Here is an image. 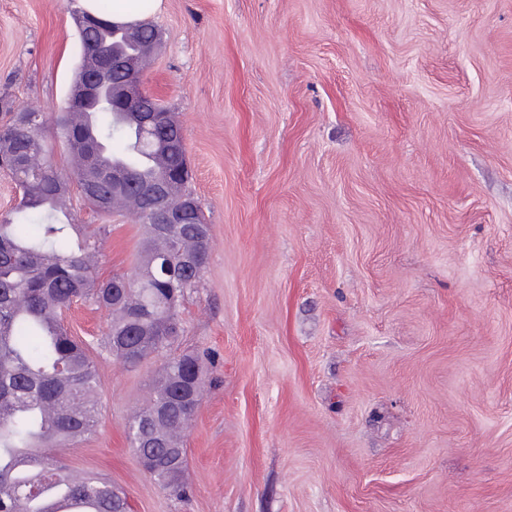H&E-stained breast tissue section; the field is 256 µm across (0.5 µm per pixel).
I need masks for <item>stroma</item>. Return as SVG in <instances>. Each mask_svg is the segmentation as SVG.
Masks as SVG:
<instances>
[{"label":"stroma","mask_w":512,"mask_h":512,"mask_svg":"<svg viewBox=\"0 0 512 512\" xmlns=\"http://www.w3.org/2000/svg\"><path fill=\"white\" fill-rule=\"evenodd\" d=\"M71 10L0 0V124L62 107ZM151 22L142 86L212 239L169 349L205 356L188 494L127 436L166 355L121 363L82 301L99 416L66 464L132 512H512V0H162ZM71 218L131 272L132 216Z\"/></svg>","instance_id":"35a3bbf8"}]
</instances>
